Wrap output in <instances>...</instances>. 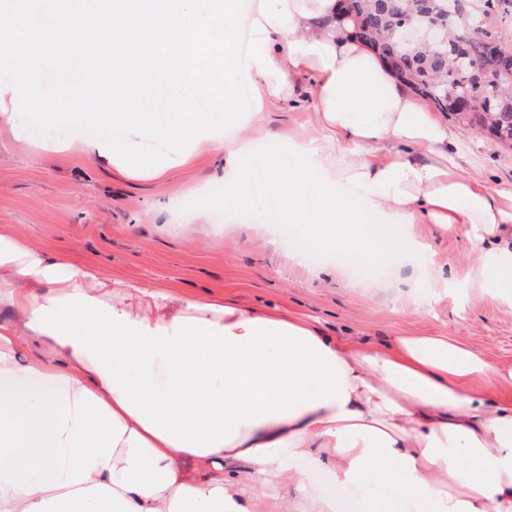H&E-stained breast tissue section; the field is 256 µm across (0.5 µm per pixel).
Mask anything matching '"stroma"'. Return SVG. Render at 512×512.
Segmentation results:
<instances>
[{
    "label": "stroma",
    "mask_w": 512,
    "mask_h": 512,
    "mask_svg": "<svg viewBox=\"0 0 512 512\" xmlns=\"http://www.w3.org/2000/svg\"><path fill=\"white\" fill-rule=\"evenodd\" d=\"M56 56L42 61L41 95L18 108L31 143L15 141L0 128V230L6 229L50 253L78 263L98 265L109 277L263 309H286L311 319L330 335L385 343L398 336L444 334L483 352L494 361H512V308L490 292L471 291L465 303L442 297L433 313L418 309L412 297L387 303L381 286L409 275L423 256H397L384 264L372 288L353 285L351 268L336 255L318 264H294L300 250L295 227L276 223L263 207L257 184H250L236 209L254 214L251 222L217 217L226 210L224 172L216 158L189 156L181 167L151 180H133L105 162L73 151V143L102 137L121 143L120 127L80 117L52 118L53 98L66 84L58 78L60 54L68 50L60 36ZM294 109L267 113L264 134L252 142L255 155L279 151L283 136L314 133L310 83L301 87ZM457 161L464 172L493 188H512V150L491 144L477 130L449 121ZM54 140L55 152L39 140ZM432 241L448 272L462 279L476 263L465 239L442 235L432 224L418 227Z\"/></svg>",
    "instance_id": "obj_1"
}]
</instances>
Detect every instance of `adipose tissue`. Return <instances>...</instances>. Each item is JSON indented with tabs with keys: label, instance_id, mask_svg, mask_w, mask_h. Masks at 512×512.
<instances>
[{
	"label": "adipose tissue",
	"instance_id": "ef3b65f1",
	"mask_svg": "<svg viewBox=\"0 0 512 512\" xmlns=\"http://www.w3.org/2000/svg\"><path fill=\"white\" fill-rule=\"evenodd\" d=\"M238 13V0H0V50L22 74L0 84V122L13 125L65 32L89 81L58 93L55 117L129 132L118 146L82 142L84 154L146 179L207 153L234 190L250 135L310 81L320 135L286 146L322 193L314 208L284 193L290 172L266 160L283 223L363 265L423 255L421 305L461 285L417 225L462 231L479 255L464 286L512 305V189L454 164L447 120L359 39L339 0H257L244 65L229 52ZM145 73L167 83L163 120L137 110ZM215 96L230 107L220 136L196 111ZM158 136L169 155L139 152ZM0 309V512H293L281 482L310 512H340L317 473L383 489L363 512H512V362L445 336L373 346L286 310L181 298L3 231Z\"/></svg>",
	"mask_w": 512,
	"mask_h": 512
}]
</instances>
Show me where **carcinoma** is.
Segmentation results:
<instances>
[{
	"label": "carcinoma",
	"mask_w": 512,
	"mask_h": 512,
	"mask_svg": "<svg viewBox=\"0 0 512 512\" xmlns=\"http://www.w3.org/2000/svg\"><path fill=\"white\" fill-rule=\"evenodd\" d=\"M344 12L414 95L512 149V41L496 53L504 70L498 81L475 67L488 54L483 34L492 32L493 21L512 20V0H480L477 8L471 0H345ZM408 19L429 35L403 44L399 30Z\"/></svg>",
	"instance_id": "1"
}]
</instances>
